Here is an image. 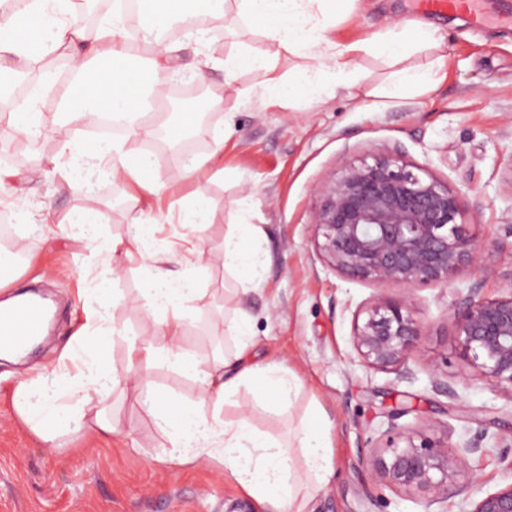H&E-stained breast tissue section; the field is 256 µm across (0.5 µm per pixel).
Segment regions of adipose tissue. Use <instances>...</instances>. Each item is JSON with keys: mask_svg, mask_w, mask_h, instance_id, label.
Masks as SVG:
<instances>
[{"mask_svg": "<svg viewBox=\"0 0 512 512\" xmlns=\"http://www.w3.org/2000/svg\"><path fill=\"white\" fill-rule=\"evenodd\" d=\"M338 0H140L139 25L156 32L150 50L153 80L133 74L126 61L131 42L128 18L113 12L111 19L87 27L77 25L73 0H10L0 10V76L12 67H30L46 55L65 49L72 70L81 73L80 85L85 100L76 103L72 86L59 84L50 70H42L31 93L12 109L8 127L13 138L36 141L45 132L36 104L43 92L56 94L67 109L68 121L94 124L99 116L96 100H104L113 116L129 123L131 138L153 134L140 107L148 93L160 92L167 81L182 77L175 64L179 43L167 42L159 33L172 19L185 14L197 18L199 28L189 41L199 45V59L190 79L203 82L213 69L223 70L233 80L240 65H248L260 83L258 88H243V97L262 91L270 103L288 104L298 98H321L329 85H342L350 61L360 46L339 47L325 33L336 22ZM234 16L235 20L259 28L268 45L249 48L229 57L214 56L209 48L208 21ZM312 59L310 67L295 75L278 71L281 53ZM163 157L126 148L124 142L101 140L69 141L59 155L49 159L53 174L77 183L81 192L91 187L83 170L108 171L112 179L137 186L147 197L170 194L171 185L159 173ZM32 177L21 170L0 166V190L5 191L9 207L18 223L54 224L57 212L52 201L33 204ZM157 220H134L126 238L113 242V256L102 263L101 301L88 315L93 332L76 337L69 362L47 373L19 382L13 405L20 420L44 442H55L64 429L73 427L85 434L106 438L115 427L101 412L88 409L92 397L105 396L125 386H135L141 405L161 435L166 460L176 466L200 462L223 470L239 488L253 498L261 512H305L309 501L324 488L334 472L330 423L321 410H312L295 428L291 439L282 441L256 429L251 411L241 407L236 420L221 417L224 404L240 386L253 383L263 393L270 409L287 407L301 378L281 366L262 364L251 357L252 335L249 315H242L234 327L240 342L235 351L199 364L183 348L184 322L194 302L203 298L198 276L207 271L212 249L203 237H188L189 259H182L170 245H158ZM257 230L240 225L237 234L225 237L224 267L257 287L264 280V268L252 246ZM139 257L144 262V285L136 295L121 288L120 257ZM186 271H179V264ZM137 304L146 315L158 316L159 332L165 346L145 338L132 343L127 365L116 370L102 362L99 353L117 334L110 324V307ZM165 365L181 372L201 389L198 400L183 402L158 391L150 370Z\"/></svg>", "mask_w": 512, "mask_h": 512, "instance_id": "1", "label": "adipose tissue"}]
</instances>
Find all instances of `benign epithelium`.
I'll list each match as a JSON object with an SVG mask.
<instances>
[{
  "label": "benign epithelium",
  "instance_id": "benign-epithelium-1",
  "mask_svg": "<svg viewBox=\"0 0 512 512\" xmlns=\"http://www.w3.org/2000/svg\"><path fill=\"white\" fill-rule=\"evenodd\" d=\"M314 226L330 267L381 289L446 286L461 270L479 268L487 249L465 221L458 193L397 151L367 154L335 170L320 189ZM452 319L472 380L512 400V291L489 298L471 288ZM421 336L406 302L381 293L355 317L352 361L410 381ZM486 439L480 431L450 450L400 435L377 448L368 465L390 488L421 493L427 509L448 500L453 486L468 512H512V483L480 495L467 470L468 456Z\"/></svg>",
  "mask_w": 512,
  "mask_h": 512
}]
</instances>
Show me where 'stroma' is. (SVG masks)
I'll list each match as a JSON object with an SVG mask.
<instances>
[{
	"instance_id": "obj_1",
	"label": "stroma",
	"mask_w": 512,
	"mask_h": 512,
	"mask_svg": "<svg viewBox=\"0 0 512 512\" xmlns=\"http://www.w3.org/2000/svg\"><path fill=\"white\" fill-rule=\"evenodd\" d=\"M481 8L490 22L476 30L468 13L421 15L415 0H346L327 33L342 46L393 28L439 30V47H409L402 62L427 69L445 57L435 91L377 98L394 67L375 53L355 56L353 79L322 102L299 99L287 107L238 96V89L257 81L248 67L237 71L230 87L223 71L213 70L204 91L222 98L223 107L201 121L196 152H209L213 134L220 133L223 153L213 170L190 183L182 179L180 153H172L160 173L163 182L205 196L215 212L204 235L216 253L199 279L205 295L184 325L185 349L202 362L233 349L237 339L229 328L242 308L253 319L256 358L284 363L303 379L282 416L269 412L256 388L246 385L224 405L222 418L235 420L240 406H250L253 424L284 440L312 403H320L329 417L335 473L312 502V512H424L419 493L388 488L367 466L391 426L452 445L488 430L494 439L469 456V471L489 492L512 483V401L490 385L469 381L472 369L460 354L449 317L471 287L488 297L506 294L499 254L490 252L481 269L462 270L445 288L420 285L406 295L389 289L391 297H407L423 325L410 363L416 378L400 383L393 373L352 363L355 315L377 288L330 268L316 247L313 226L317 189L328 174L344 160L397 149L407 162L458 192L467 222L481 237L512 244L506 232L512 225V0H481ZM264 44L257 30L238 22L216 21L211 37L213 50L222 55ZM38 109L50 131L18 150L13 165L36 171L38 198H52L62 216L83 205L84 197L55 177L46 161L62 142L93 132L64 120L56 96L44 97ZM135 192L118 180L99 184L103 219L89 246L68 238L56 224L12 227L26 254L14 279L0 288V301L34 286L53 296L58 312L48 340L28 360L0 359V512H259L223 472L165 462L163 440L133 389L112 395L102 406L119 425L108 440L69 432L53 447L15 413L19 382L55 368L74 336L85 332L87 309L113 240L125 238L140 215L167 213L166 197L131 208L128 198ZM241 223L259 229L257 252L265 271L259 289L243 297L237 294L241 280L225 271L224 255L217 250ZM113 317L121 333L103 358L120 369L129 339H154L158 333L138 307H117ZM435 376L449 382L455 396L436 392Z\"/></svg>"
}]
</instances>
